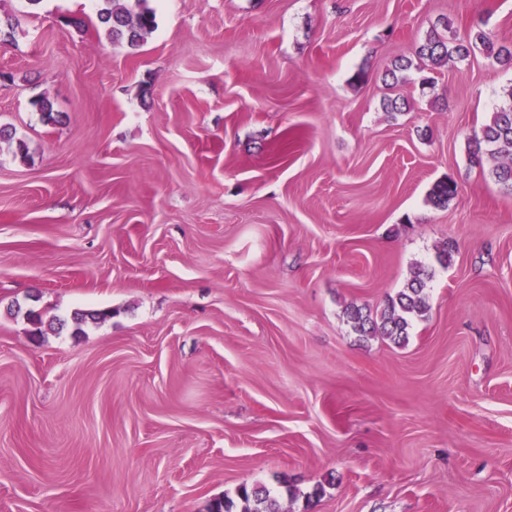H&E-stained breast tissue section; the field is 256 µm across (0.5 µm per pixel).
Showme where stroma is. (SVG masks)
<instances>
[{"instance_id": "1", "label": "stroma", "mask_w": 512, "mask_h": 512, "mask_svg": "<svg viewBox=\"0 0 512 512\" xmlns=\"http://www.w3.org/2000/svg\"><path fill=\"white\" fill-rule=\"evenodd\" d=\"M148 5L133 50L94 0H0L31 155L0 143V512H207L281 477L284 512H512V194L468 158L512 69L381 79L445 20L512 43V0ZM419 265L407 342L357 336L345 308ZM14 302L113 316L36 336Z\"/></svg>"}]
</instances>
